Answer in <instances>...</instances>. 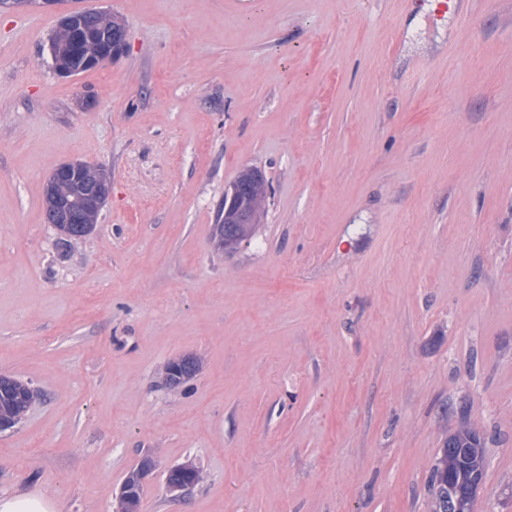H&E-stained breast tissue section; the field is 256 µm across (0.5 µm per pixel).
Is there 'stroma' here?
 Instances as JSON below:
<instances>
[{"instance_id":"35a3bbf8","label":"stroma","mask_w":512,"mask_h":512,"mask_svg":"<svg viewBox=\"0 0 512 512\" xmlns=\"http://www.w3.org/2000/svg\"><path fill=\"white\" fill-rule=\"evenodd\" d=\"M107 9L111 64L50 68L60 18ZM106 169L63 241L59 164ZM271 186L219 248L238 171ZM196 356L179 387L166 366ZM0 492L116 512H428L461 418L475 512H512V0H63L0 12ZM204 479L173 498L168 468ZM80 166L81 164L79 161H69L58 165L51 173L47 182L48 190L52 191L53 184L61 181L63 176L67 177L72 173H77V171L80 170ZM77 188L84 197L87 209L96 212H99L102 209L108 197V190L105 187L98 183H86L84 181L83 183H78ZM44 203L46 204V216L47 206L52 203L57 212L62 211L69 214L79 212L82 217L81 198L73 185L69 182L61 181L60 185L51 195H47L46 191ZM99 213H97L95 218L89 216L90 222L88 224H72L74 221L72 216L62 218L59 213H56L54 217L47 216V220L49 224H52V226L56 228L58 233H66L63 230V227L70 224L73 228L72 235H78L77 237H81L86 236L93 230L94 224H97ZM89 224H92L90 226H93V228H90ZM23 384L25 383L14 378H12V381L6 379L0 382L1 412L11 414L27 404L22 390ZM479 431L481 429L477 423L462 419L459 426L445 438L444 448L440 449V455L432 468L428 483L429 512H447L442 510L446 507H448V512L474 511V502L482 480L471 484L464 499H461V496L448 497V484L450 482L448 477V448H450L449 450H452V448H479L477 456L480 476L483 479L486 445L484 435L480 438Z\"/></svg>"}]
</instances>
